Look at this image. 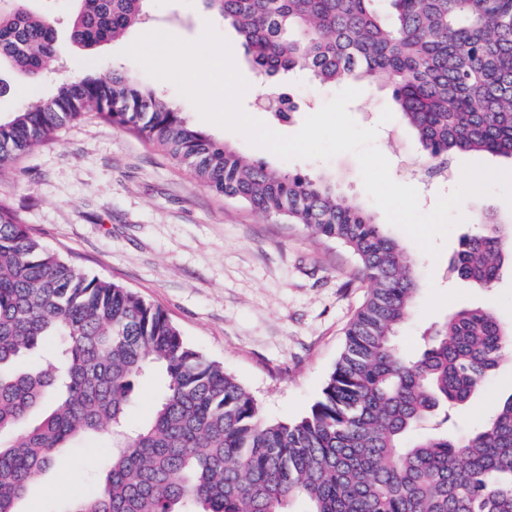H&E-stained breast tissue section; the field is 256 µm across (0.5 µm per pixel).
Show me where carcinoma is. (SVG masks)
<instances>
[{
    "label": "carcinoma",
    "mask_w": 512,
    "mask_h": 512,
    "mask_svg": "<svg viewBox=\"0 0 512 512\" xmlns=\"http://www.w3.org/2000/svg\"><path fill=\"white\" fill-rule=\"evenodd\" d=\"M387 3L381 9L378 2ZM72 43L92 52L145 22L147 0H76ZM255 70L391 90L436 173L461 154L512 158V0H202ZM58 51L26 0L0 12V63L36 78ZM167 152L212 192L347 246L369 293L310 411L263 419L224 365L161 308L84 272L0 200V512L81 437L106 434L102 481L67 512H512V393L468 433L448 428L512 349L491 307H463L413 352L395 337L419 292L414 260L323 175L250 163L127 72L89 71L0 120V170L87 113ZM451 274L493 289L512 219L478 213ZM161 376L127 428L134 383Z\"/></svg>",
    "instance_id": "carcinoma-1"
}]
</instances>
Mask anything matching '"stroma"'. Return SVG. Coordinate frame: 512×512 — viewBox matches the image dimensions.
<instances>
[{
	"label": "stroma",
	"mask_w": 512,
	"mask_h": 512,
	"mask_svg": "<svg viewBox=\"0 0 512 512\" xmlns=\"http://www.w3.org/2000/svg\"><path fill=\"white\" fill-rule=\"evenodd\" d=\"M49 14L59 54L38 80L0 66V118L51 95L88 71L111 76L120 67L140 84L160 87L197 127L250 161H266L292 173L322 174L336 180L344 195L366 207L359 162L350 152L330 159L284 160L250 144L242 135L202 118L194 103L171 81L147 74L122 51L140 36L163 31L181 40H198L206 27L230 44L236 68L247 81L245 113L292 135L305 118L340 92V85L314 82L307 70L279 82L297 106L286 122H274L255 107L264 84L247 61L235 30L206 12L201 0H148V25L87 53L70 41L73 0H30ZM348 106L354 121L377 131L375 144L390 163V175L416 188L419 208L431 211L457 181L439 183L425 174L411 177L407 166L424 165L413 131L393 109L388 90L359 83ZM0 198L17 209L30 233L97 276L120 282L160 306L184 338L207 357L223 363L255 396L269 421H291L319 399L345 343L346 329L364 301L369 284L345 246L313 235L297 224L264 216L241 202L211 192L193 174L136 133L90 114L64 126L55 140L0 171ZM500 213L511 207L498 195L471 196L441 244L438 258L424 254L400 228L389 226L416 263L420 292L410 308L398 343L415 348L420 332L466 306L492 304L503 323L512 322V267L504 266L491 291L452 277L450 263L460 240L476 232L474 206ZM512 390V351L484 392L460 409L457 418L471 427L494 409L495 399ZM108 436L90 435L66 449L21 503L22 512H42L57 504L65 512L79 483L98 478L97 464Z\"/></svg>",
	"instance_id": "1"
}]
</instances>
